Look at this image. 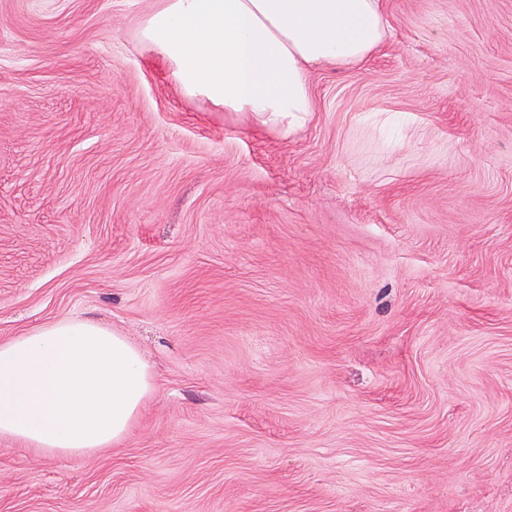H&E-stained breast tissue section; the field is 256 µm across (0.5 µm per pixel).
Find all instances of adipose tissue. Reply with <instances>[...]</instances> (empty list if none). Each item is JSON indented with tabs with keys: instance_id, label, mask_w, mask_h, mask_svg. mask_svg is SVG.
Masks as SVG:
<instances>
[{
	"instance_id": "adipose-tissue-1",
	"label": "adipose tissue",
	"mask_w": 512,
	"mask_h": 512,
	"mask_svg": "<svg viewBox=\"0 0 512 512\" xmlns=\"http://www.w3.org/2000/svg\"><path fill=\"white\" fill-rule=\"evenodd\" d=\"M389 37L381 0H164L140 30L184 97L285 134L312 112L311 68L357 65ZM152 389L125 337L60 319L0 344V436L87 455L125 437Z\"/></svg>"
}]
</instances>
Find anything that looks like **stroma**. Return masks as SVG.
Here are the masks:
<instances>
[{
  "label": "stroma",
  "instance_id": "35a3bbf8",
  "mask_svg": "<svg viewBox=\"0 0 512 512\" xmlns=\"http://www.w3.org/2000/svg\"><path fill=\"white\" fill-rule=\"evenodd\" d=\"M164 0H0V342L148 360L90 456L0 438V512H512V0H382L284 136L184 98Z\"/></svg>",
  "mask_w": 512,
  "mask_h": 512
}]
</instances>
